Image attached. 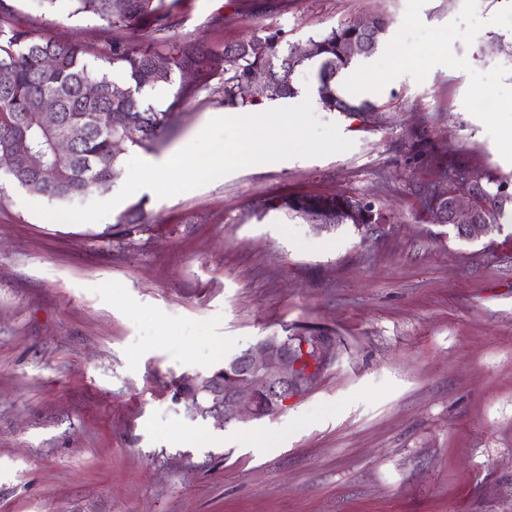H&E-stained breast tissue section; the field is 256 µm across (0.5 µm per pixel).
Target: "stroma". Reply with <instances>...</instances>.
I'll return each mask as SVG.
<instances>
[{"mask_svg": "<svg viewBox=\"0 0 512 512\" xmlns=\"http://www.w3.org/2000/svg\"><path fill=\"white\" fill-rule=\"evenodd\" d=\"M157 48L204 53L281 32L305 45L383 16L344 70L383 83L373 117L328 111L317 66L294 83L349 151L255 164L160 199L142 189L96 223L0 169V512H512V203L465 241L424 211L447 157L512 184V0H164ZM25 28L93 54L129 38L72 0H5ZM493 94L494 117L477 108ZM212 84L182 106L162 159L224 111ZM348 194L386 217L318 229L272 198ZM140 223L128 224L129 206ZM327 336L316 385L273 417L226 427L171 399L271 333ZM263 434L265 447L246 435Z\"/></svg>", "mask_w": 512, "mask_h": 512, "instance_id": "stroma-1", "label": "stroma"}]
</instances>
